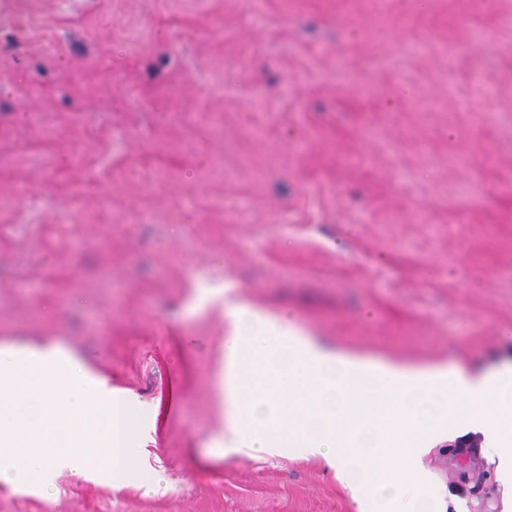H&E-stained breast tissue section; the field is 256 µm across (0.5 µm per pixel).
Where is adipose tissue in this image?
<instances>
[{
	"mask_svg": "<svg viewBox=\"0 0 512 512\" xmlns=\"http://www.w3.org/2000/svg\"><path fill=\"white\" fill-rule=\"evenodd\" d=\"M216 296L227 325L217 383L225 420L211 455L321 456L362 504L394 472L387 512H470L429 483L423 461L450 430L477 427L497 458L500 512H512V365L474 377L333 350L288 316L226 288Z\"/></svg>",
	"mask_w": 512,
	"mask_h": 512,
	"instance_id": "ef3b65f1",
	"label": "adipose tissue"
}]
</instances>
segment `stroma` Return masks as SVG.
<instances>
[{
  "label": "stroma",
  "instance_id": "obj_1",
  "mask_svg": "<svg viewBox=\"0 0 512 512\" xmlns=\"http://www.w3.org/2000/svg\"><path fill=\"white\" fill-rule=\"evenodd\" d=\"M227 286L329 346L512 363V0H0V343L127 398L138 470L0 512H358L323 459L209 456L224 313L190 302ZM447 446L486 512V441Z\"/></svg>",
  "mask_w": 512,
  "mask_h": 512
}]
</instances>
